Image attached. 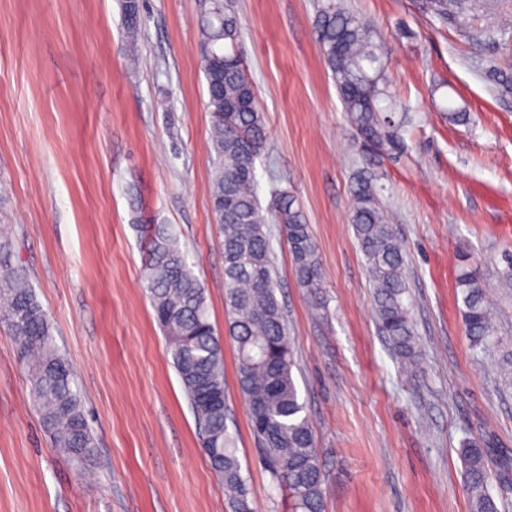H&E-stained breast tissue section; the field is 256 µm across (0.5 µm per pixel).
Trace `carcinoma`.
Returning a JSON list of instances; mask_svg holds the SVG:
<instances>
[{"instance_id":"carcinoma-1","label":"carcinoma","mask_w":512,"mask_h":512,"mask_svg":"<svg viewBox=\"0 0 512 512\" xmlns=\"http://www.w3.org/2000/svg\"><path fill=\"white\" fill-rule=\"evenodd\" d=\"M424 12L448 22L460 0H421ZM130 55L137 52L138 0H125ZM319 51L352 127L367 142L394 146L397 135L379 103L388 99L386 65L371 29L342 0L319 6ZM202 70L210 114L209 144L215 156L212 208L221 225L228 334L238 357V382L248 403L254 433L273 483L288 492L293 512H324L323 469L313 427L292 375L288 320L279 302L269 225L286 238L296 279L311 295L322 287L317 245L306 216L286 190L262 209L257 196L256 160L267 132L253 82L240 52L236 0H208L200 27ZM363 253L378 328L394 354L410 367L419 362L405 255L388 223L378 194V176L362 170L351 185V217ZM11 243L0 233V323L5 324L31 381V397L42 423L81 475L94 464V439L74 370L59 350L47 311L26 271L10 260ZM146 290L167 342L173 366L202 430V447L224 485L234 512H252L224 408L221 340L209 321L206 292L168 224L149 226ZM462 319L472 348L497 352L493 308L477 269L461 266L455 277ZM492 441L468 440L460 455L470 512H498L489 491Z\"/></svg>"}]
</instances>
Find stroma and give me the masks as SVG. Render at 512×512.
Segmentation results:
<instances>
[{"label": "stroma", "instance_id": "1", "mask_svg": "<svg viewBox=\"0 0 512 512\" xmlns=\"http://www.w3.org/2000/svg\"><path fill=\"white\" fill-rule=\"evenodd\" d=\"M319 0H237L241 49L267 120L256 162L261 206L274 189L303 209L323 273L314 315L286 239L271 226L277 297L293 375L317 439L325 512H469L458 450L489 438L490 493L512 512V390L499 355L470 345L455 288L477 265L512 347V0H474L441 23L419 0H344L387 57L396 148L350 126L319 53ZM139 60L126 59L123 0H0V231L28 273L70 361L96 448L78 480L30 396L0 325V512H232L202 429L166 354L144 288L146 228L173 225L228 324L222 236L211 199L202 0H140ZM465 113L449 119V110ZM380 176L406 256L420 364L403 367L374 318L349 218L355 172ZM227 428L253 512H291L260 461L231 342Z\"/></svg>", "mask_w": 512, "mask_h": 512}]
</instances>
